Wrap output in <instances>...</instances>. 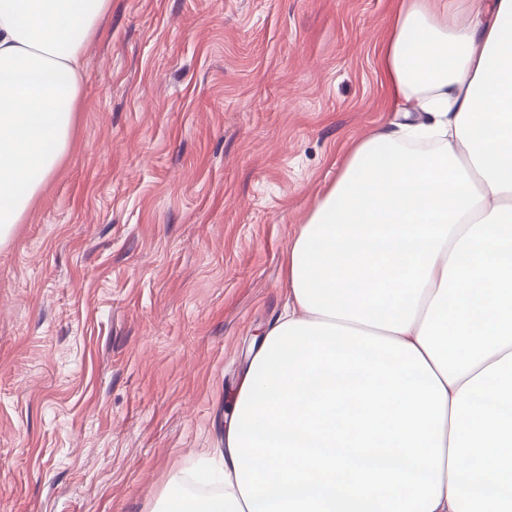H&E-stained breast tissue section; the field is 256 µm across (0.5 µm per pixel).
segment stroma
Listing matches in <instances>:
<instances>
[{"instance_id":"stroma-1","label":"stroma","mask_w":512,"mask_h":512,"mask_svg":"<svg viewBox=\"0 0 512 512\" xmlns=\"http://www.w3.org/2000/svg\"><path fill=\"white\" fill-rule=\"evenodd\" d=\"M394 0H112L61 166L0 246V512H153L223 447L288 248L395 120Z\"/></svg>"}]
</instances>
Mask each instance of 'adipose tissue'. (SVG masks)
Instances as JSON below:
<instances>
[{
	"label": "adipose tissue",
	"instance_id": "1",
	"mask_svg": "<svg viewBox=\"0 0 512 512\" xmlns=\"http://www.w3.org/2000/svg\"><path fill=\"white\" fill-rule=\"evenodd\" d=\"M112 0H0V245L66 156ZM404 121L350 142L232 399L223 494L162 512H512V0H399Z\"/></svg>",
	"mask_w": 512,
	"mask_h": 512
}]
</instances>
